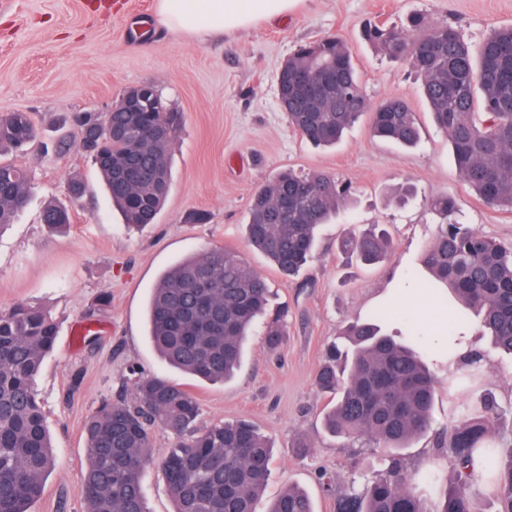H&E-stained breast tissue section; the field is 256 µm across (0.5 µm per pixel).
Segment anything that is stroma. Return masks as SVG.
I'll return each mask as SVG.
<instances>
[{
    "label": "stroma",
    "mask_w": 512,
    "mask_h": 512,
    "mask_svg": "<svg viewBox=\"0 0 512 512\" xmlns=\"http://www.w3.org/2000/svg\"><path fill=\"white\" fill-rule=\"evenodd\" d=\"M413 12L457 23L479 44L491 28L512 25V0H299L288 15L248 30L198 41L169 31L156 0H0V115L26 112L43 148L10 154L29 169L35 188L14 224L0 230V310L17 303L41 306L57 322L53 352L37 379L55 465L33 512H84L78 494L85 468V425L102 402L126 393L130 367L166 373L192 393L199 423L247 419L271 442L274 462L266 498L288 485L303 487L315 512H336L319 472L337 490L363 488L385 466L380 449L340 447L322 427L329 401L315 374L328 346L350 322L389 307L386 334L402 339L417 326L438 384L433 418L443 428L461 405L479 410L495 399L501 416L491 435L512 448V356L493 350L477 323L460 327L467 352L447 351L454 304L416 288L414 274L437 226L427 208L444 194L463 223L512 248V211L492 209L459 178L445 135L437 130L419 82L401 62L377 54L363 40L365 21L403 22ZM327 36L350 47L368 98L406 99L423 124L421 142L403 147L353 127L336 146L305 143L280 108L276 78L301 44ZM154 84L183 115L171 150L173 181L155 224L130 230L115 210L93 163L74 136L75 113L105 111L130 86ZM325 172L350 182L354 202L319 231L308 272L290 280L248 246L244 226L254 192L285 169ZM81 182L83 196L70 186ZM71 215L65 235L41 221L46 202ZM386 225L393 255L374 266L342 253L339 239ZM238 252L271 289V311H282L276 352L257 326L240 374L204 383L167 370L147 336L146 306L160 273L212 247ZM175 443L156 429L144 479L150 512H172L158 464ZM411 473L429 469L450 477L435 436L415 441L401 457Z\"/></svg>",
    "instance_id": "obj_1"
}]
</instances>
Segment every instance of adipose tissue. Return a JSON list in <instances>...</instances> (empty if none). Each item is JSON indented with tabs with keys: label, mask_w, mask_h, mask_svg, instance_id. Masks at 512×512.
<instances>
[{
	"label": "adipose tissue",
	"mask_w": 512,
	"mask_h": 512,
	"mask_svg": "<svg viewBox=\"0 0 512 512\" xmlns=\"http://www.w3.org/2000/svg\"><path fill=\"white\" fill-rule=\"evenodd\" d=\"M298 0H157L158 15L170 31L206 38L232 34L265 18L281 17Z\"/></svg>",
	"instance_id": "obj_1"
}]
</instances>
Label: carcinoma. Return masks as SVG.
I'll return each instance as SVG.
<instances>
[{
    "instance_id": "obj_1",
    "label": "carcinoma",
    "mask_w": 512,
    "mask_h": 512,
    "mask_svg": "<svg viewBox=\"0 0 512 512\" xmlns=\"http://www.w3.org/2000/svg\"><path fill=\"white\" fill-rule=\"evenodd\" d=\"M364 37L381 55L407 63L421 78L422 98L447 137L468 190L493 209L512 210V25L496 28L473 46L455 24L415 12L400 27L370 22ZM290 61L323 85L318 100L295 92L286 112L289 127L305 141L332 146L365 117L376 138L407 147L420 141V124L407 101L390 97L375 105L369 100L342 39L328 36L302 45ZM131 93L147 96L148 106L139 101L137 112L112 113V126L160 122V136L114 137L90 113L83 114L80 129L113 206L127 226L142 228L155 222L169 194L170 148L182 114L151 83L132 86L123 95ZM37 138L29 113L0 115V151L21 149ZM140 165L153 167L162 182L137 187L122 178ZM33 188L30 170L0 162V227L13 222ZM351 193L350 184L322 172L282 171L253 195L247 239L281 275L293 278L312 261L318 228L347 205ZM285 197L293 204L284 222L280 204ZM428 208L439 224L420 258L430 279L417 280L418 286L447 288L461 304L458 321L475 318L494 347L512 355V248L449 221L457 204L446 195L431 196ZM42 221L52 228L67 226L66 208L48 204ZM392 248L384 230L340 240L343 252L368 265L386 260ZM268 295L267 282L232 250L212 247L186 257L153 289L149 341L168 366L203 381L224 382L241 367ZM390 317L389 309H378L368 320L349 325L345 345L332 346L316 373L318 390L335 398L324 415L326 432L345 447L373 443L391 453L386 470L363 490L351 487L336 497V512H477L470 487L479 480L493 487L497 512H512V450L503 460L489 438L499 417L490 400L479 416L467 406L458 409L438 434L454 478L440 491L435 509L428 510L417 494L418 482L436 484L440 476L404 471L397 452L432 429L436 379L424 361L419 334L399 342L382 333L380 324ZM57 335V324L37 306L21 303L0 312V512H32L53 467L35 381ZM129 385L131 399L103 402L85 426L87 459L79 488L85 512H149L143 479L156 425L179 438L159 466L174 512H256L273 461L272 447L258 429L247 420L200 427L196 398L162 375L134 371ZM267 512L314 509L303 490L290 486Z\"/></svg>"
}]
</instances>
